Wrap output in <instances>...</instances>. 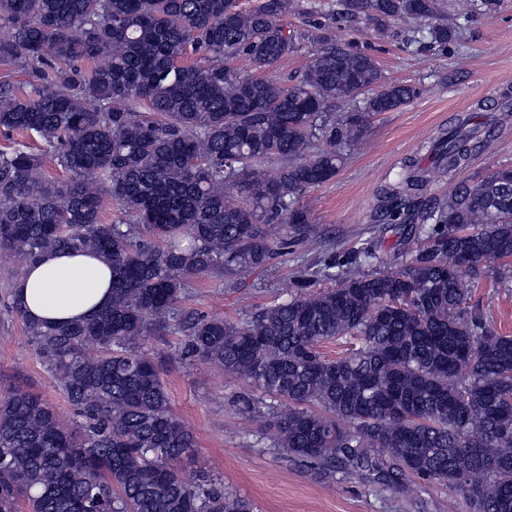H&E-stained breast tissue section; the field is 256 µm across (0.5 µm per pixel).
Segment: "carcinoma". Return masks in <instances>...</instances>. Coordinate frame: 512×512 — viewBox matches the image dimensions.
I'll use <instances>...</instances> for the list:
<instances>
[{
  "mask_svg": "<svg viewBox=\"0 0 512 512\" xmlns=\"http://www.w3.org/2000/svg\"><path fill=\"white\" fill-rule=\"evenodd\" d=\"M299 10V0L248 10L238 0H0V65L39 78L19 91L0 83V132L45 146L0 151V249L18 262L17 280L48 251L112 266L106 309L75 324L24 320L83 423L25 391L0 398V512L21 502L27 512H254L180 474L195 436L142 351L172 325L188 357L287 403L268 422L271 447L316 477L365 475L399 494L415 478L437 481L471 512H512V336L469 305L480 277L512 281V167L474 185L450 180L447 198L420 209L425 171L406 163L384 213L428 246L396 271L362 273L360 259L375 258L365 248L337 274L317 271L337 287L298 285L246 319L175 308L191 279L263 266L275 230L310 237L304 192L336 176L367 115L427 92L385 80L369 43H338L321 22L297 83L261 77L299 48L284 24ZM325 18L365 20L380 36L402 22L416 50L446 51L464 27L448 0H332ZM239 56L251 71L232 65ZM491 133L469 113L425 149L450 173ZM46 153L68 180L46 177ZM273 159L274 174L259 170ZM105 192L142 235L103 219ZM342 339L343 355L321 352Z\"/></svg>",
  "mask_w": 512,
  "mask_h": 512,
  "instance_id": "obj_1",
  "label": "carcinoma"
}]
</instances>
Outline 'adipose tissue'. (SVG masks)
<instances>
[{
	"label": "adipose tissue",
	"instance_id": "adipose-tissue-1",
	"mask_svg": "<svg viewBox=\"0 0 512 512\" xmlns=\"http://www.w3.org/2000/svg\"><path fill=\"white\" fill-rule=\"evenodd\" d=\"M13 297L34 322L83 320L112 301V267L101 256L48 252L16 281Z\"/></svg>",
	"mask_w": 512,
	"mask_h": 512
}]
</instances>
